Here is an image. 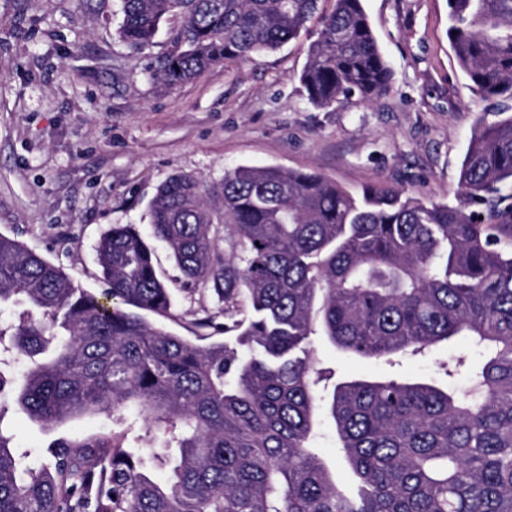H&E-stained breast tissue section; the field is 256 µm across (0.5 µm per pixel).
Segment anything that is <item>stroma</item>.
<instances>
[{
  "label": "stroma",
  "instance_id": "1",
  "mask_svg": "<svg viewBox=\"0 0 512 512\" xmlns=\"http://www.w3.org/2000/svg\"><path fill=\"white\" fill-rule=\"evenodd\" d=\"M393 69L389 92L313 107L298 81L313 32L251 61H230L176 87L153 69L171 47L178 19L162 22L154 46L120 41V0H0V233L60 266L80 287L103 288L95 248L110 227L150 228V202L169 177L189 173L208 189L227 169L278 166L315 172L353 192L377 184L427 200H454L477 116L494 122L448 42V0H363ZM213 289L175 288L171 332L202 335L216 311ZM312 345L336 380L434 377L468 354L466 339L393 361ZM448 383L465 387L468 367ZM14 442L44 448L59 437L109 432L81 417L46 430L19 409Z\"/></svg>",
  "mask_w": 512,
  "mask_h": 512
}]
</instances>
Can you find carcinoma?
<instances>
[{
	"mask_svg": "<svg viewBox=\"0 0 512 512\" xmlns=\"http://www.w3.org/2000/svg\"><path fill=\"white\" fill-rule=\"evenodd\" d=\"M121 2L117 34L133 47L180 20L157 63L168 86L275 51L315 19L299 75L310 104L372 103L391 87L362 0H334L329 13L320 0ZM448 39L502 115L470 138L454 204L238 166L217 210L200 178L177 174L156 190L150 236L114 225L100 238L97 295L0 233V305H27L0 323V364L28 360L20 378L0 371V512H512V0H448ZM220 220L222 257L211 235ZM151 238L182 274L170 285ZM189 285L224 302L198 326L238 332L237 346L195 344L141 316H169L172 287ZM312 336L364 359L463 336L487 356L463 390L367 377L325 398ZM7 395L46 429L132 411L178 455L153 456L159 481L120 430L58 438L50 461L33 465L38 450L14 445ZM322 409L355 495L313 447Z\"/></svg>",
	"mask_w": 512,
	"mask_h": 512,
	"instance_id": "1",
	"label": "carcinoma"
}]
</instances>
